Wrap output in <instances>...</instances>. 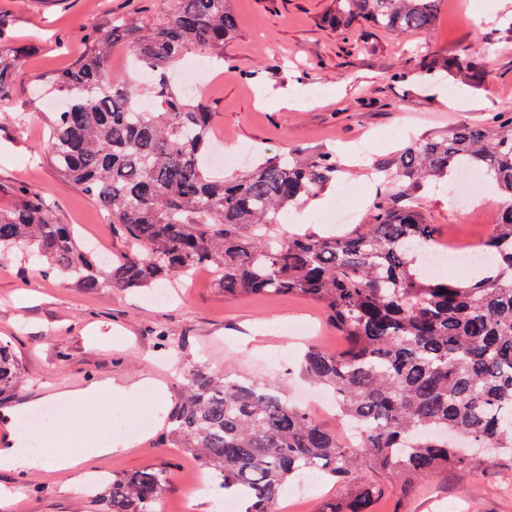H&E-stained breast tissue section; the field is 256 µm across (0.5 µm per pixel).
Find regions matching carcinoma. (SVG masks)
Returning <instances> with one entry per match:
<instances>
[{"label": "carcinoma", "instance_id": "cac0c4a2", "mask_svg": "<svg viewBox=\"0 0 512 512\" xmlns=\"http://www.w3.org/2000/svg\"><path fill=\"white\" fill-rule=\"evenodd\" d=\"M230 2L161 0L155 19L93 34L79 65L43 79L45 91L64 100L48 115L47 162L110 212L130 252L116 261L89 254L72 225L27 191L19 207L0 209V252L23 245L86 290L143 292L207 267L228 299L299 295L326 310L348 346L308 348L300 373L333 392L339 417L360 430L355 446L274 384L182 375L170 436L241 512H274L306 471L351 488L322 512H372L387 478L411 482L442 469L465 476L512 457L505 452L512 449V117L416 140L378 164L374 175L389 192L355 231L289 232V211L336 179L335 155H274L226 176L213 162L212 112L202 99L163 83L144 108L135 88L106 73L114 43L128 35L140 75H162L190 54L224 63V42L237 28ZM439 3L336 0L333 21L347 41L362 22L408 34L431 28ZM23 60L0 36V100ZM418 66L476 85L481 52L446 59L429 52ZM463 168L485 170L500 199L498 222L479 245L491 262L466 281L433 279L423 255L441 243L419 194L447 186ZM20 378L11 345L0 340V394ZM166 484L163 466L116 476L105 512H155Z\"/></svg>", "mask_w": 512, "mask_h": 512}]
</instances>
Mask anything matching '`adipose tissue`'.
Listing matches in <instances>:
<instances>
[{
  "instance_id": "adipose-tissue-1",
  "label": "adipose tissue",
  "mask_w": 512,
  "mask_h": 512,
  "mask_svg": "<svg viewBox=\"0 0 512 512\" xmlns=\"http://www.w3.org/2000/svg\"><path fill=\"white\" fill-rule=\"evenodd\" d=\"M146 397L162 404L168 401L165 386L155 380L146 378L129 388L116 385L110 380L92 382L84 389L72 393L73 407L69 418L57 422L53 428L52 452L29 456L13 447L0 448V469L20 475L48 468L66 470L92 462L108 453L127 451L138 443L136 434L126 437L117 435L108 443L100 438L89 439L83 432V421L92 412L99 415L111 414L113 406L117 404L132 410L138 409Z\"/></svg>"
}]
</instances>
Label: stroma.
<instances>
[{"label":"stroma","instance_id":"obj_1","mask_svg":"<svg viewBox=\"0 0 512 512\" xmlns=\"http://www.w3.org/2000/svg\"><path fill=\"white\" fill-rule=\"evenodd\" d=\"M471 5L441 0L430 30L402 35L365 26L358 41L347 42L329 18L334 0H231L237 34L224 44L225 63L193 88L213 114L221 167L229 174L294 149L308 157L334 153L342 173L319 191L317 204L292 209L289 225L321 232L330 229L337 209L347 207L356 223H366L376 195L372 167L411 139L444 138L459 124L490 126L512 113L506 100L512 92V0L479 12L474 26L466 21ZM159 9L160 0H0V26L14 46L28 50L10 96L0 102L1 209L17 206L22 192L38 194L96 253L115 259L128 253L124 233L100 205L64 184L46 162L49 130L35 92L41 77L79 64L90 33L117 18L144 21ZM475 45L483 49L477 86L449 76L428 87L415 74L395 77L415 52L431 49L445 57ZM458 95L470 108L445 110L442 98ZM20 108L28 118L16 128L10 119ZM421 204L442 241L478 242L490 231L482 211H455L446 193H423ZM44 270L20 247L0 257V338L11 343L24 373L15 391L0 396V441L19 437L17 421L5 420L4 411L65 407L59 391L94 380L155 378L166 384L170 403L143 409L148 437L128 451L71 472H0V512H103L106 477L162 464L171 473H190L195 457L168 439L167 428L150 423L178 405L177 370L263 379L293 397L306 387L296 371L302 351L312 344L331 351L342 345L313 302L298 296L228 299L211 274L193 273L169 301L158 303L129 290L89 292ZM164 335L179 341V349L161 345ZM348 492L317 474L300 499L286 493L279 503L290 512H321ZM214 505L209 492L191 494L172 481L156 512H212ZM376 512H512V461L463 478L443 471L411 486L388 481Z\"/></svg>","mask_w":512,"mask_h":512}]
</instances>
